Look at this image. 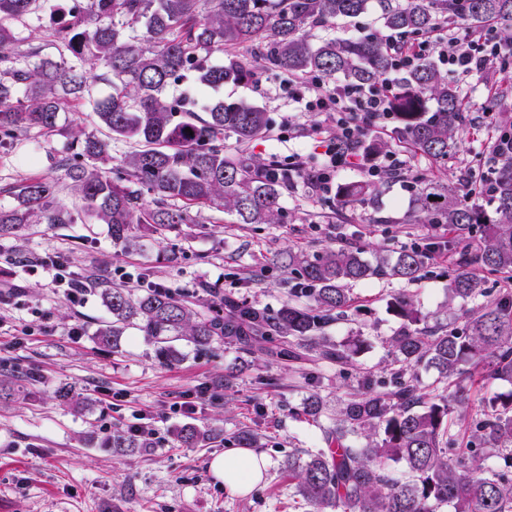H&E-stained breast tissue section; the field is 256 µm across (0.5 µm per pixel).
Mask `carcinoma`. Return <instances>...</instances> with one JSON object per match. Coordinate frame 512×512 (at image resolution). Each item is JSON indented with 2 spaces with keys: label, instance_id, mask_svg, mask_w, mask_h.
I'll use <instances>...</instances> for the list:
<instances>
[{
  "label": "carcinoma",
  "instance_id": "obj_1",
  "mask_svg": "<svg viewBox=\"0 0 512 512\" xmlns=\"http://www.w3.org/2000/svg\"><path fill=\"white\" fill-rule=\"evenodd\" d=\"M44 2L0 0V140L33 126L58 129L62 93L88 100L109 138L132 149L112 166L109 142L74 137L59 165L116 242L133 240L142 224H192V208L202 206L221 209L238 224H281L283 197L308 183L305 171L244 150L269 128L267 113L217 95L200 107L193 96L173 100L172 87L190 79L201 93L217 92L253 79L258 62L296 77L341 75L366 85L391 75V108L403 134L422 157L444 167L465 116L460 90L423 54L398 63L383 35L408 43L446 24L480 33L493 23L512 55V0H69L52 37L71 58L31 66L12 57L11 23L40 12ZM375 4L378 16L361 36L315 38L338 19L366 17ZM218 52L222 65L211 61ZM99 65L105 73H94ZM98 80L111 88L105 97L94 94ZM226 137L243 146L235 158L224 155ZM468 180L476 188L465 198L442 180L418 175L410 213L414 223L448 226V251L455 254L448 301L465 307L464 326L432 327L410 296L394 298L401 325L389 344L400 367L391 371L389 386L363 379L336 421L321 426L327 447L288 454L286 468L309 512H512V390L489 398L469 419L450 408L478 378L512 386V292L491 298L479 276L486 270L512 278V147L492 151ZM372 191L367 181L350 182L336 202L363 204ZM56 193L53 178L22 186V206L0 213V237L19 234L34 208L47 224L76 223L56 207ZM484 195L490 210L480 203ZM147 196L154 207L145 206ZM287 257L285 266L300 284L293 295L306 298L304 305L288 302L271 312L228 292L202 315L169 290L134 296L115 286L102 289L112 324L98 336L115 347L134 325L166 360L179 358L176 340L206 349L224 339L247 354L297 361L313 351L344 364L361 341L333 345L320 333L348 307L351 287L372 278L414 283L427 262L419 244L374 264L357 246ZM480 297L487 301L467 308ZM286 337L297 347L278 348ZM421 366L436 370L433 387L418 380ZM176 438L192 447L216 435L190 425ZM107 445L132 456L153 447L154 439L117 429ZM491 457L493 466L486 464ZM391 463L404 464L409 477L389 476Z\"/></svg>",
  "mask_w": 512,
  "mask_h": 512
}]
</instances>
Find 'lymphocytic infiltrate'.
<instances>
[{"instance_id": "obj_1", "label": "lymphocytic infiltrate", "mask_w": 512, "mask_h": 512, "mask_svg": "<svg viewBox=\"0 0 512 512\" xmlns=\"http://www.w3.org/2000/svg\"><path fill=\"white\" fill-rule=\"evenodd\" d=\"M393 57L412 61L425 49H438L440 57L455 76H467L496 68L499 50L496 42L474 37L459 29H438L426 36L422 45L413 46L388 38ZM390 79L372 86L340 83L332 85L322 79L293 81L289 92L303 111L320 114L331 129V136L321 143L322 162L311 181V189L322 195L331 193L337 173L365 168L372 178L385 174L404 177L410 167L407 155L396 152L374 155L366 141L376 130L394 127L396 116L390 108Z\"/></svg>"}]
</instances>
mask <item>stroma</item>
Segmentation results:
<instances>
[{"label": "stroma", "mask_w": 512, "mask_h": 512, "mask_svg": "<svg viewBox=\"0 0 512 512\" xmlns=\"http://www.w3.org/2000/svg\"><path fill=\"white\" fill-rule=\"evenodd\" d=\"M57 23L50 9L14 23L15 53L35 50L59 58L51 37ZM502 80L486 72L457 84L472 110L493 107L499 121L512 119V92L498 95ZM281 82L264 73L258 84L227 85L220 94L269 114V136L251 144L249 153L278 160L297 154L314 165L307 136L314 116L289 99ZM60 123L58 132L16 131L0 147V211L20 207L18 187L38 177L57 180L59 207L80 210L58 159L72 135L103 139L107 132L88 103L71 98ZM491 133L488 127L479 135L463 128L447 167L431 169L419 157L414 163L421 173L459 185ZM412 201L407 187L389 180L378 182L362 207L327 205L309 191L288 195L281 224H235L222 211L201 208L194 223L142 230L129 245L115 243L108 225L88 217L75 224L36 220L24 237L0 240V378L20 387L14 402L0 406V512H308L284 469L289 451L323 445L318 427L303 413L305 400L319 393L324 414L332 417L363 378L387 377L395 360L389 339L400 326L391 308L397 295L412 296L430 325H459L460 308L448 306L449 258L428 260L425 274L412 284L386 278L353 287L351 308L324 331L332 344L362 339L352 363L342 367L249 356L229 341L208 350L181 341L179 359L166 361L133 326L111 347L96 337L112 319L99 290L114 285L142 294L159 283L203 314L227 292L274 311L297 284L280 264L282 253L353 244L374 260L426 232V225L406 221ZM42 256L59 258L74 275L91 279L82 303H71L54 288L49 268L32 267ZM32 368L37 378L25 380ZM228 373L234 376L229 384ZM69 385L88 394L91 405L57 398V390ZM186 401L194 404L193 413L182 411ZM143 416L153 424L155 446L126 457L113 453L105 444L109 434ZM185 425L218 427L224 435L180 447L172 433ZM242 430L258 434L257 452L269 466L255 489L236 496L215 479L209 463L233 451V437Z\"/></svg>", "instance_id": "obj_1"}]
</instances>
